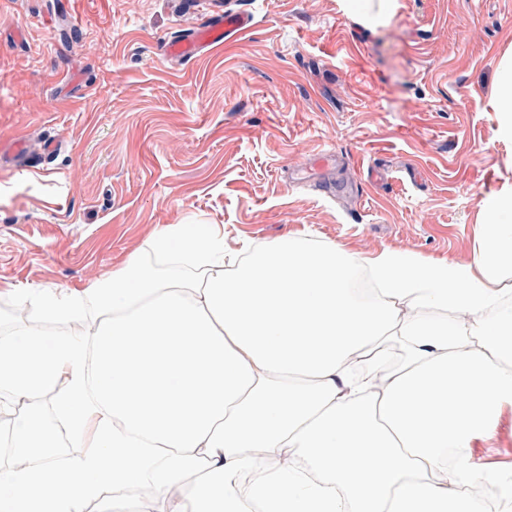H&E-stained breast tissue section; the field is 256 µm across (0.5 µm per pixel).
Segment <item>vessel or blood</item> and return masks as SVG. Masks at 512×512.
<instances>
[{
  "mask_svg": "<svg viewBox=\"0 0 512 512\" xmlns=\"http://www.w3.org/2000/svg\"><path fill=\"white\" fill-rule=\"evenodd\" d=\"M252 21V16L242 11L197 14L190 28L164 43V55L171 60L193 59L245 34Z\"/></svg>",
  "mask_w": 512,
  "mask_h": 512,
  "instance_id": "b4317fda",
  "label": "vessel or blood"
}]
</instances>
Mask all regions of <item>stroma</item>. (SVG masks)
Returning <instances> with one entry per match:
<instances>
[{
	"mask_svg": "<svg viewBox=\"0 0 512 512\" xmlns=\"http://www.w3.org/2000/svg\"><path fill=\"white\" fill-rule=\"evenodd\" d=\"M210 2L252 28L172 61L193 0H0V142L29 149L0 157V326L64 331L23 292L101 286L161 224L471 260L482 198L512 187V0H398L371 29L339 0ZM472 454L512 466V408ZM495 95L498 98L502 112L507 118L500 126L498 134L502 137H512V64L502 67L496 78Z\"/></svg>",
	"mask_w": 512,
	"mask_h": 512,
	"instance_id": "stroma-1",
	"label": "stroma"
}]
</instances>
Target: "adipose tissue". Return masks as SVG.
<instances>
[{
	"label": "adipose tissue",
	"mask_w": 512,
	"mask_h": 512,
	"mask_svg": "<svg viewBox=\"0 0 512 512\" xmlns=\"http://www.w3.org/2000/svg\"><path fill=\"white\" fill-rule=\"evenodd\" d=\"M481 210L467 264L304 233L230 252L176 224L151 239L158 262L129 257L84 295L27 290L50 318L99 313L0 333L17 412L0 512H83L145 485L160 512H486L472 489L492 472L471 450L512 407V192ZM41 394L75 449L62 464Z\"/></svg>",
	"instance_id": "adipose-tissue-1"
}]
</instances>
